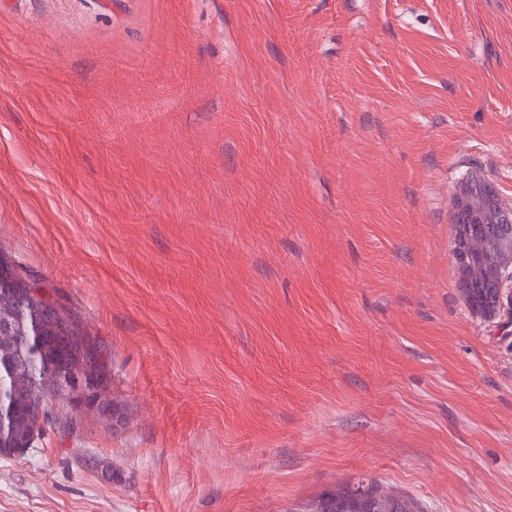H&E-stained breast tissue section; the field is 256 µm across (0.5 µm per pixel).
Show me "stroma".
Instances as JSON below:
<instances>
[{
  "label": "stroma",
  "instance_id": "1",
  "mask_svg": "<svg viewBox=\"0 0 512 512\" xmlns=\"http://www.w3.org/2000/svg\"><path fill=\"white\" fill-rule=\"evenodd\" d=\"M472 170L512 205V0H0V252L119 407L0 456V512H512ZM399 498L384 494L372 483L347 486L336 496H325L311 512H404Z\"/></svg>",
  "mask_w": 512,
  "mask_h": 512
}]
</instances>
